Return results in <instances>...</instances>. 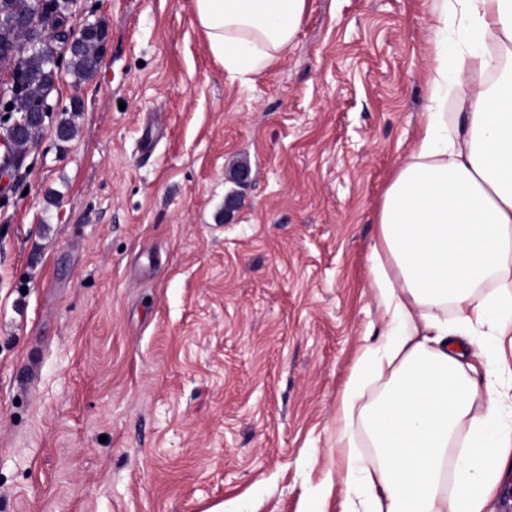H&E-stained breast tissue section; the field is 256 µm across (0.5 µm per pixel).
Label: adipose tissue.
<instances>
[{"label":"adipose tissue","mask_w":512,"mask_h":512,"mask_svg":"<svg viewBox=\"0 0 512 512\" xmlns=\"http://www.w3.org/2000/svg\"><path fill=\"white\" fill-rule=\"evenodd\" d=\"M190 4L233 80L287 53L308 8ZM428 22L427 105L371 246L385 341L363 345L336 411L341 512H486L512 459V365L470 353L512 333V0H432ZM454 32L474 49L449 53ZM370 378L384 387L365 404Z\"/></svg>","instance_id":"obj_1"}]
</instances>
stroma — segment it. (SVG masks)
Masks as SVG:
<instances>
[{
	"label": "stroma",
	"mask_w": 512,
	"mask_h": 512,
	"mask_svg": "<svg viewBox=\"0 0 512 512\" xmlns=\"http://www.w3.org/2000/svg\"><path fill=\"white\" fill-rule=\"evenodd\" d=\"M429 6L309 0L240 82L189 0H74L102 62L60 69L76 132L46 119L0 204V512H341L330 436Z\"/></svg>",
	"instance_id": "1"
}]
</instances>
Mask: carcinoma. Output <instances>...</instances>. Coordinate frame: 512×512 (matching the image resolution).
<instances>
[{
  "label": "carcinoma",
  "mask_w": 512,
  "mask_h": 512,
  "mask_svg": "<svg viewBox=\"0 0 512 512\" xmlns=\"http://www.w3.org/2000/svg\"><path fill=\"white\" fill-rule=\"evenodd\" d=\"M69 9L68 0H0V48L8 52V57H0V63H10L19 71L16 89L21 100L49 101L63 57L45 51L32 42L20 40L12 21L36 12L49 17L57 11L67 13ZM104 42V26L94 23L88 26L78 45L68 50L67 70L75 82H85L94 77ZM42 126L43 121L37 120L28 125L21 137L14 136L9 129L3 130V134L10 138L22 157L27 146L39 137Z\"/></svg>",
  "instance_id": "obj_1"
}]
</instances>
